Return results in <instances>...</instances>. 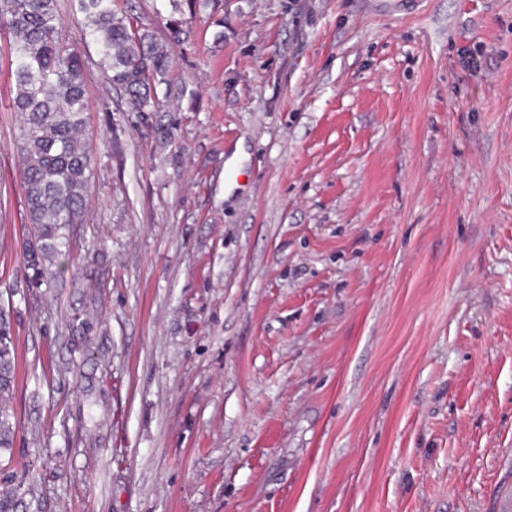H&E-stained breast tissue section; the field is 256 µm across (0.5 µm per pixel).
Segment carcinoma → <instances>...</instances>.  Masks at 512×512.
Instances as JSON below:
<instances>
[{
    "mask_svg": "<svg viewBox=\"0 0 512 512\" xmlns=\"http://www.w3.org/2000/svg\"><path fill=\"white\" fill-rule=\"evenodd\" d=\"M86 34L101 65L120 88L131 112H153L158 87L167 83L171 43L179 24L162 40L127 15L119 0H76ZM0 26L11 37L16 94L21 116V177L28 223L26 245L36 278L68 245L64 230L85 221L91 157L81 138L84 123L85 63L65 42L56 0H0ZM15 357L10 323L0 310V448L12 446L10 398Z\"/></svg>",
    "mask_w": 512,
    "mask_h": 512,
    "instance_id": "cac0c4a2",
    "label": "carcinoma"
}]
</instances>
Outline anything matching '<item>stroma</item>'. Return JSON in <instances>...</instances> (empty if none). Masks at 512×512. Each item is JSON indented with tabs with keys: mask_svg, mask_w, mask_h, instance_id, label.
<instances>
[{
	"mask_svg": "<svg viewBox=\"0 0 512 512\" xmlns=\"http://www.w3.org/2000/svg\"><path fill=\"white\" fill-rule=\"evenodd\" d=\"M129 3L160 112L58 0L90 200L35 288L0 30L15 512H512V0Z\"/></svg>",
	"mask_w": 512,
	"mask_h": 512,
	"instance_id": "1",
	"label": "stroma"
}]
</instances>
